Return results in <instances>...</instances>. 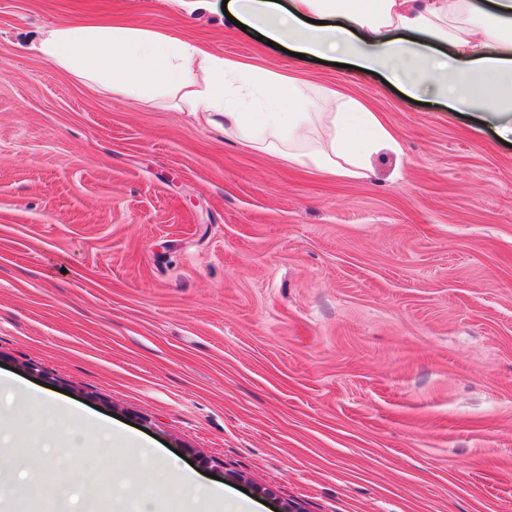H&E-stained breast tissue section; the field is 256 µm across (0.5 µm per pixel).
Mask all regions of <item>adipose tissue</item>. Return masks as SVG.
<instances>
[{
  "label": "adipose tissue",
  "instance_id": "1",
  "mask_svg": "<svg viewBox=\"0 0 512 512\" xmlns=\"http://www.w3.org/2000/svg\"><path fill=\"white\" fill-rule=\"evenodd\" d=\"M227 11L289 51L381 76L411 98L425 93L452 111L482 113L501 138H512V0H228ZM34 50L113 93L146 102L171 98L231 139L338 177L366 178L370 156L398 146L393 129L362 99L163 32L86 19L49 29ZM29 423L53 425L55 452L0 456V477L11 482V512H26L35 499L69 504L73 482L61 478L57 458L73 452L75 435L101 446L111 440L133 451L142 446L75 403L47 396ZM156 464L189 507L251 512L248 502L203 483L189 465L164 458ZM96 469L88 501H106L110 512H156L149 497L133 502L112 492L110 454L98 457ZM19 471L31 472V479L17 480Z\"/></svg>",
  "mask_w": 512,
  "mask_h": 512
}]
</instances>
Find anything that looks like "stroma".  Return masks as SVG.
Returning a JSON list of instances; mask_svg holds the SVG:
<instances>
[{
    "instance_id": "stroma-1",
    "label": "stroma",
    "mask_w": 512,
    "mask_h": 512,
    "mask_svg": "<svg viewBox=\"0 0 512 512\" xmlns=\"http://www.w3.org/2000/svg\"><path fill=\"white\" fill-rule=\"evenodd\" d=\"M222 2L0 0V362L253 512H512V147ZM84 17L340 87L400 148L332 177L19 48Z\"/></svg>"
}]
</instances>
